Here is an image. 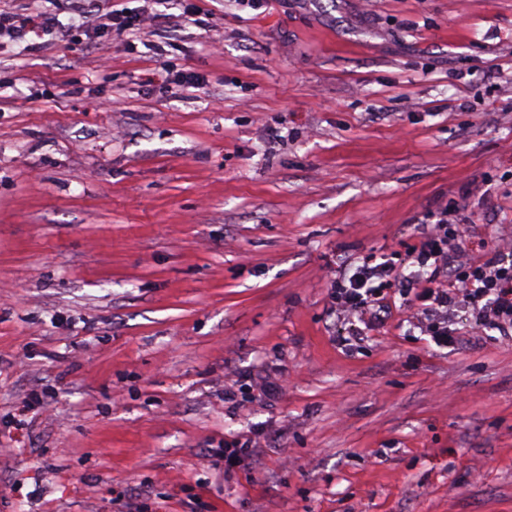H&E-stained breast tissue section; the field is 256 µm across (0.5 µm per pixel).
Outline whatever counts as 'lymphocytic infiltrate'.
<instances>
[{"label":"lymphocytic infiltrate","instance_id":"lymphocytic-infiltrate-1","mask_svg":"<svg viewBox=\"0 0 512 512\" xmlns=\"http://www.w3.org/2000/svg\"><path fill=\"white\" fill-rule=\"evenodd\" d=\"M55 18L0 9V39L20 43L42 37L55 29ZM512 248V232L501 235L494 247L468 245L458 229L449 225L447 213H440L430 231L403 260L402 267L376 258L362 259L356 270L337 277L336 303L347 318H375L403 270L415 268L416 299L425 306L427 329L435 342L448 343V309L457 299L477 306L483 319L501 330H512V264L500 260L501 252Z\"/></svg>","mask_w":512,"mask_h":512}]
</instances>
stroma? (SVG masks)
Masks as SVG:
<instances>
[{
  "label": "stroma",
  "mask_w": 512,
  "mask_h": 512,
  "mask_svg": "<svg viewBox=\"0 0 512 512\" xmlns=\"http://www.w3.org/2000/svg\"><path fill=\"white\" fill-rule=\"evenodd\" d=\"M192 2L178 91L0 0L58 21L0 43V512H512V335L333 288L512 226V0Z\"/></svg>",
  "instance_id": "1"
}]
</instances>
